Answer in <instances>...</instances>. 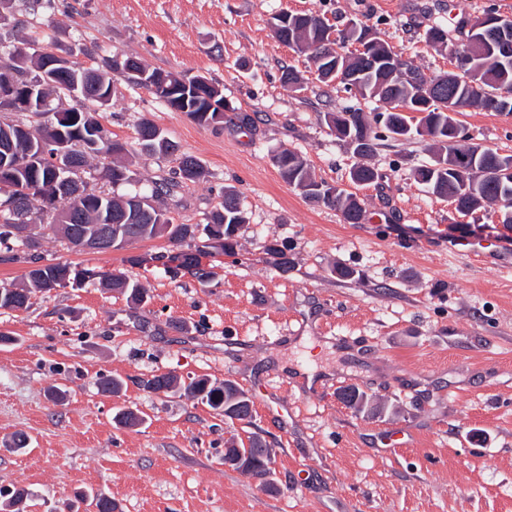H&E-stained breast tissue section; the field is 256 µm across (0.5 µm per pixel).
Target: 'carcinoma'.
I'll use <instances>...</instances> for the list:
<instances>
[{"label": "carcinoma", "instance_id": "cac0c4a2", "mask_svg": "<svg viewBox=\"0 0 512 512\" xmlns=\"http://www.w3.org/2000/svg\"><path fill=\"white\" fill-rule=\"evenodd\" d=\"M319 19L320 16L313 12L289 16L284 37L290 36L295 40L294 51L312 58L317 64L320 78L328 82L331 77L324 70L325 63L321 61L319 52L330 42V35L319 24ZM446 35L448 27L436 22L423 30L421 38L425 43L434 45ZM46 41L52 42V36L48 33L42 34L40 38L30 37L17 41L10 32L0 31V46L6 42L11 49L17 42L28 45L29 62L38 69L42 67V58L37 51L39 45ZM481 49L486 62L473 74V81L478 83L476 88L463 81L445 86L437 93H430L423 82L418 80L421 70L411 63L407 67L415 78L405 82H397L381 64L361 76V99H376L383 103L395 98L407 100L421 114L418 119L398 112L383 111L375 113L370 121L362 108L355 106L329 113L327 117L334 123L332 131L336 132L337 137L351 138L366 148L363 155L365 159L376 152L375 140L379 136L373 130V125L379 124L382 116L388 123V132L402 136L416 134L426 139L433 157L413 169L414 180L435 196L454 199L459 211L469 213L495 204L502 213V222L511 225L512 155H502L476 144H461L462 129L455 118L442 108V103L451 96L460 110L472 108L485 112H512V60H496L498 51L492 42H482ZM144 73L151 77L158 70L150 71L134 58L124 60L123 77L127 82L148 89L167 106L176 100L181 101L180 108L187 110V114L200 125L224 122V112L230 110V107L224 98V89L219 85L209 83V91L201 96L193 93V88L181 85L184 79L193 82V76L186 79L168 72L166 77L169 81L164 86L154 81H144L141 78ZM75 81L80 84L83 100L101 107L110 103V100L103 99L104 95L114 91V78L109 76V72L100 68H86L69 59L58 81L44 86V101L49 102L54 97L69 94L70 85ZM34 116L38 118L37 128L31 131V136L16 142V149L20 150L21 160L26 162V167L20 177L12 182L14 189L11 195L0 198V205L5 201L15 203L13 210L0 209V262L3 263L16 261L20 257L30 264L42 260L38 254L39 242L23 239L20 231L43 220L44 213L35 205V199L30 197V190L39 186L48 193L53 192L55 156L60 140L74 147L79 140L96 130L101 133V148L97 156L107 158L127 152L123 144L112 138V132L82 107H73L59 114L48 108L34 113ZM137 133L143 150L173 163L171 178L154 184L148 193L134 192L116 197L92 190L80 199L68 192L61 193L59 200L63 202V207L52 215L47 227L54 233L62 234L71 247L78 249L83 239L91 238L101 231L108 232L111 241L118 242L120 248L136 241L163 236L169 242L180 245L195 239L199 231L206 237L204 247L222 251L232 248L234 238L245 223L238 193L233 189L225 190L219 206L206 216V223L201 226L173 223L154 202L174 191L179 181H194L203 176V166L195 157L181 152L175 142L164 137L151 120H142ZM272 161L282 178L288 184L303 189L306 198L340 211L344 222L348 224L360 223L364 207L357 197L342 189L330 195L316 190L318 180L296 152L282 150L273 156ZM350 177L355 184L369 185L376 181L378 174L363 161L353 165ZM103 178L114 186L126 184L132 179L131 169L125 163H114L103 168ZM70 270L67 264H48L29 271L27 284L23 288L0 284V308H23L31 290L54 287ZM112 288L124 292L137 304L147 301L146 290L130 278L112 277ZM176 386L177 378L171 374L155 375L145 382V387L156 393H166ZM185 392L205 401L211 409L224 414V418L231 421L251 417L250 397L231 381L224 382L222 386H213L208 379L198 378L185 386ZM226 455L243 456V459L252 463L254 475L267 473L270 451L256 437L249 438L248 446L242 449H227ZM78 498L82 501L92 499L98 512L115 510L112 500L101 493L82 491Z\"/></svg>", "mask_w": 512, "mask_h": 512}]
</instances>
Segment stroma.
Here are the masks:
<instances>
[{
	"instance_id": "stroma-1",
	"label": "stroma",
	"mask_w": 512,
	"mask_h": 512,
	"mask_svg": "<svg viewBox=\"0 0 512 512\" xmlns=\"http://www.w3.org/2000/svg\"><path fill=\"white\" fill-rule=\"evenodd\" d=\"M512 0H53L37 5L43 27L66 49L99 47L86 67L134 56L152 69L202 75L234 109L204 126L145 88L116 79L97 119L125 144L140 187L169 177L168 161L141 151L136 126L152 120L204 167L162 207L177 224H200L236 190L246 212L232 249L138 241L105 254L77 251L40 224L44 262L93 271L92 279L33 292L27 309H0V490L29 492L28 512H95L78 492L109 497L115 512H512V226L493 209L459 213L417 183L430 155L421 138L381 134L367 186L352 183V147L329 112L352 105L322 82L307 55L270 29L283 12L319 13L337 27L359 20L413 65L442 74L447 52L420 42L433 22L466 41L459 21ZM298 72L295 89L282 66ZM249 124H240L238 114ZM470 141L512 154V112L457 116ZM297 152L320 180L353 192L361 223L309 201L273 165ZM497 239L498 251L463 261L454 242ZM276 244L288 263L267 255ZM197 257L204 278L170 272L162 256ZM357 271L338 277L336 267ZM139 281L147 303L102 288L98 275ZM179 389L155 394L152 376ZM364 392L355 410L337 376ZM123 379L116 395L100 377ZM232 381L252 416L228 421L183 386ZM132 409L139 420L118 424ZM408 434L385 446L393 431ZM24 435L26 451L13 449ZM257 435L270 473L242 474L224 451Z\"/></svg>"
}]
</instances>
